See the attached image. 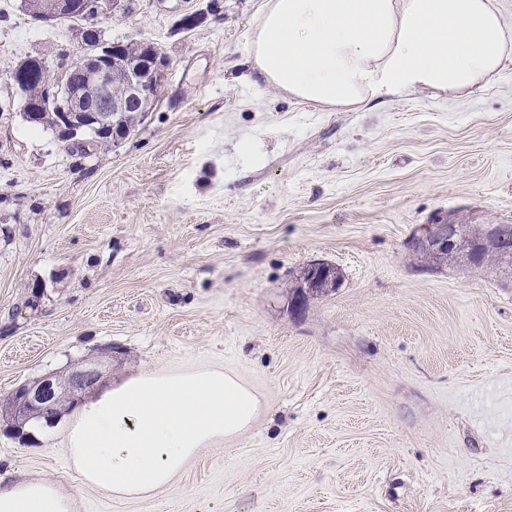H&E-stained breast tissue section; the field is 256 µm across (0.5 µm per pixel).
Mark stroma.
I'll return each mask as SVG.
<instances>
[{
    "label": "stroma",
    "mask_w": 512,
    "mask_h": 512,
    "mask_svg": "<svg viewBox=\"0 0 512 512\" xmlns=\"http://www.w3.org/2000/svg\"><path fill=\"white\" fill-rule=\"evenodd\" d=\"M262 2L103 18L168 75L133 135L79 157L8 83L79 37L0 0V402L93 360L106 384L219 365L265 404L148 498L81 484L65 408L35 439L0 420V472L59 482L76 512H512V263L408 246L441 217L512 224V62L465 98L323 112L246 79ZM314 260L341 278L294 311Z\"/></svg>",
    "instance_id": "1"
}]
</instances>
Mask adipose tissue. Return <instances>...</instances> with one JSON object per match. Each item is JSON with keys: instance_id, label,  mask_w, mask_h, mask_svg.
Here are the masks:
<instances>
[{"instance_id": "obj_1", "label": "adipose tissue", "mask_w": 512, "mask_h": 512, "mask_svg": "<svg viewBox=\"0 0 512 512\" xmlns=\"http://www.w3.org/2000/svg\"><path fill=\"white\" fill-rule=\"evenodd\" d=\"M248 60L267 86L325 111L359 110L383 92L457 98L512 62V26L500 0H263ZM262 408L223 367L145 369L73 411L63 452L83 485L145 498L201 449L248 431ZM0 512H75V499L29 477L0 484Z\"/></svg>"}]
</instances>
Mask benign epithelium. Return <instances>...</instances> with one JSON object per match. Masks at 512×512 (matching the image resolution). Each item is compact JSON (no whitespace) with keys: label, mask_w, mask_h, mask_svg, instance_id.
<instances>
[{"label":"benign epithelium","mask_w":512,"mask_h":512,"mask_svg":"<svg viewBox=\"0 0 512 512\" xmlns=\"http://www.w3.org/2000/svg\"><path fill=\"white\" fill-rule=\"evenodd\" d=\"M128 0H54L53 18L69 17L74 13H84L89 5L100 15H117L125 12ZM141 50L127 61L125 67L126 94L122 99L108 100V94L115 79V73L109 66L110 58L122 54L124 45L100 41L99 29L85 31L84 41L77 58L76 69L84 74L85 85L71 79V74L62 73L57 81L56 102L51 108L40 105L30 106L31 112L42 110L58 114V122L63 130L76 136L82 132L88 134L107 131L105 113L128 112L135 108L137 112L146 111L154 102L164 84L168 70L165 55L151 43H140ZM459 229L452 219L441 220L431 225L425 233L415 236L411 246L417 250L441 253L457 244ZM502 246V239L496 228L486 231V236L472 242V251L480 253L487 248ZM328 264L310 263L305 267L306 286L297 300L304 302L317 294V288L328 277ZM101 379V373L93 364H85L73 370L60 381L51 376L39 380L33 385L18 387L9 398L10 415L15 421L12 430L24 436L22 426L33 419H45L52 422L57 398L67 396L73 405L81 402L83 394Z\"/></svg>","instance_id":"1"}]
</instances>
